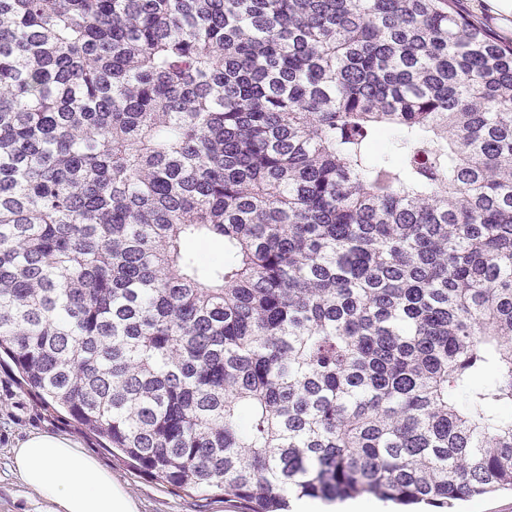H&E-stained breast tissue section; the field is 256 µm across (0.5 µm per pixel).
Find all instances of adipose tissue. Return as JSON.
I'll use <instances>...</instances> for the list:
<instances>
[{
  "mask_svg": "<svg viewBox=\"0 0 512 512\" xmlns=\"http://www.w3.org/2000/svg\"><path fill=\"white\" fill-rule=\"evenodd\" d=\"M11 468L37 495V512H139L111 471L68 437L30 435L12 448Z\"/></svg>",
  "mask_w": 512,
  "mask_h": 512,
  "instance_id": "obj_1",
  "label": "adipose tissue"
}]
</instances>
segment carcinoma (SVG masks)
<instances>
[{
	"mask_svg": "<svg viewBox=\"0 0 512 512\" xmlns=\"http://www.w3.org/2000/svg\"><path fill=\"white\" fill-rule=\"evenodd\" d=\"M0 352L250 512L512 490V43L455 0H0Z\"/></svg>",
	"mask_w": 512,
	"mask_h": 512,
	"instance_id": "cac0c4a2",
	"label": "carcinoma"
}]
</instances>
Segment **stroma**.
Instances as JSON below:
<instances>
[{
  "label": "stroma",
  "mask_w": 512,
  "mask_h": 512,
  "mask_svg": "<svg viewBox=\"0 0 512 512\" xmlns=\"http://www.w3.org/2000/svg\"><path fill=\"white\" fill-rule=\"evenodd\" d=\"M35 432L67 436L94 455L137 500L139 512H246L244 504L220 491L206 493L155 480L103 448L101 441L66 412L34 395L7 357H0V512H32L34 495L11 474L9 450Z\"/></svg>",
  "instance_id": "obj_1"
}]
</instances>
